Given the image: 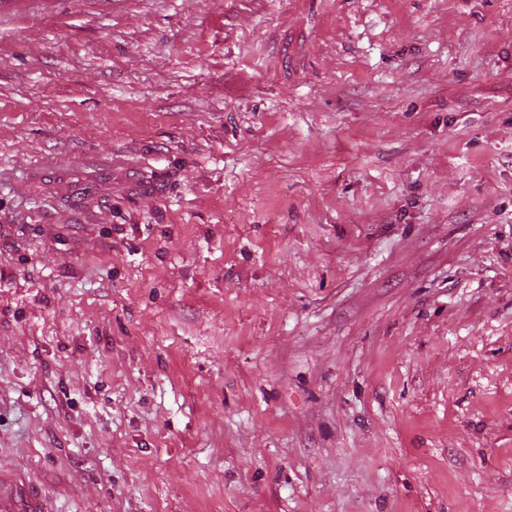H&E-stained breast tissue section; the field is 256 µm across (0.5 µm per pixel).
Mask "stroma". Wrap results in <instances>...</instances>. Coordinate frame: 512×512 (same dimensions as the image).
I'll use <instances>...</instances> for the list:
<instances>
[{
  "label": "stroma",
  "mask_w": 512,
  "mask_h": 512,
  "mask_svg": "<svg viewBox=\"0 0 512 512\" xmlns=\"http://www.w3.org/2000/svg\"><path fill=\"white\" fill-rule=\"evenodd\" d=\"M0 477L512 512V0L1 11Z\"/></svg>",
  "instance_id": "obj_1"
}]
</instances>
